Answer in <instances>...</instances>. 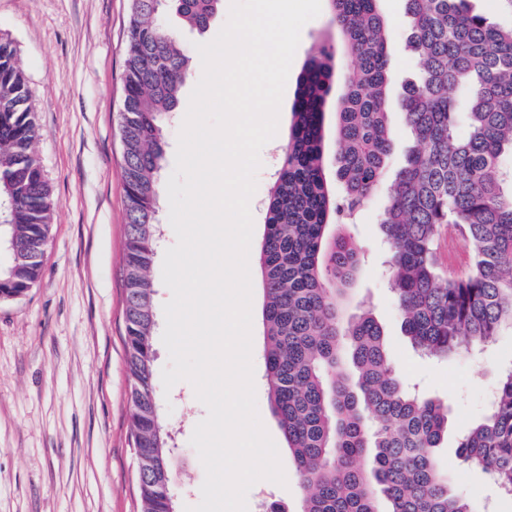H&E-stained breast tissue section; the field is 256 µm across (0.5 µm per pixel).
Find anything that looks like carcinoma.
I'll return each mask as SVG.
<instances>
[{
    "mask_svg": "<svg viewBox=\"0 0 512 512\" xmlns=\"http://www.w3.org/2000/svg\"><path fill=\"white\" fill-rule=\"evenodd\" d=\"M380 0H329L338 40L309 49L292 121L269 190L258 249L270 402L303 490L301 512H473L434 449L448 434V403L410 392L372 312L345 318L341 300L361 258L342 224L378 191L391 289L412 348L446 359L512 330V21L493 22L469 0H406L407 47L419 72L401 101L412 145L388 175L392 29ZM223 0H131L120 131L126 239L125 345L132 390L130 437L140 448L139 512H167L171 439L153 421V283L165 133L192 56L167 15L206 30ZM351 62L336 84V56ZM336 99L335 151L324 112ZM37 118L12 42L0 38V298L35 285L54 206L34 153ZM460 231L466 270L444 272L442 227ZM458 458L512 497V362L490 412L458 444Z\"/></svg>",
    "mask_w": 512,
    "mask_h": 512,
    "instance_id": "carcinoma-1",
    "label": "carcinoma"
}]
</instances>
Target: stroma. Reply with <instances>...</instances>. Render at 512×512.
Here are the masks:
<instances>
[{
    "instance_id": "1",
    "label": "stroma",
    "mask_w": 512,
    "mask_h": 512,
    "mask_svg": "<svg viewBox=\"0 0 512 512\" xmlns=\"http://www.w3.org/2000/svg\"><path fill=\"white\" fill-rule=\"evenodd\" d=\"M396 26L389 42L392 82L391 168L404 161L410 141L400 99L417 74L405 47V0H380ZM130 0H0V37L13 41L28 77L37 115L35 151L51 186L54 208L39 281L25 295L0 300V512H138L137 463L130 439V382L125 346V289L121 281L126 235L119 114L123 105L125 45ZM332 31L329 10L301 30L286 82L276 137L260 152L262 166L252 197L253 236L262 240L266 201L291 123V104L307 49ZM385 194L375 195L343 228L364 255L356 299L383 327L391 359L420 394L448 403V436L436 453L451 485L467 493L475 512H512L483 471L461 464L459 439L488 411L498 372L512 359V332L477 357L436 360L412 350L401 332L379 227ZM163 250L176 244L168 208H161ZM151 278L156 329L155 370L169 353L162 336L164 257ZM252 362L260 420L280 458L288 450L268 396L264 359L263 284L253 273ZM161 414L175 435L170 484L176 512L197 505L205 470L191 443L207 415L192 384H155ZM287 484L255 483L248 512L272 501L299 512L297 472Z\"/></svg>"
}]
</instances>
